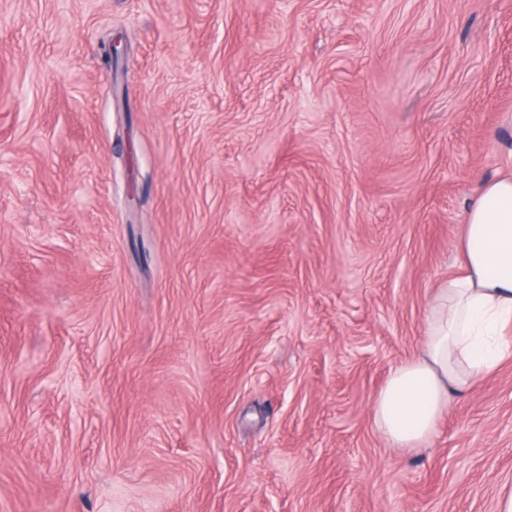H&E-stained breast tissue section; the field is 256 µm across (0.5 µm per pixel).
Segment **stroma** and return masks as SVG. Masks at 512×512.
<instances>
[{
  "instance_id": "1",
  "label": "stroma",
  "mask_w": 512,
  "mask_h": 512,
  "mask_svg": "<svg viewBox=\"0 0 512 512\" xmlns=\"http://www.w3.org/2000/svg\"><path fill=\"white\" fill-rule=\"evenodd\" d=\"M509 173L512 0H0V512H498L372 406Z\"/></svg>"
}]
</instances>
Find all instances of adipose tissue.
<instances>
[{"mask_svg":"<svg viewBox=\"0 0 512 512\" xmlns=\"http://www.w3.org/2000/svg\"><path fill=\"white\" fill-rule=\"evenodd\" d=\"M462 272L438 288L421 352L389 374L374 423L396 448L436 434L452 394L471 390L512 354V174L484 181L465 211Z\"/></svg>","mask_w":512,"mask_h":512,"instance_id":"adipose-tissue-1","label":"adipose tissue"}]
</instances>
